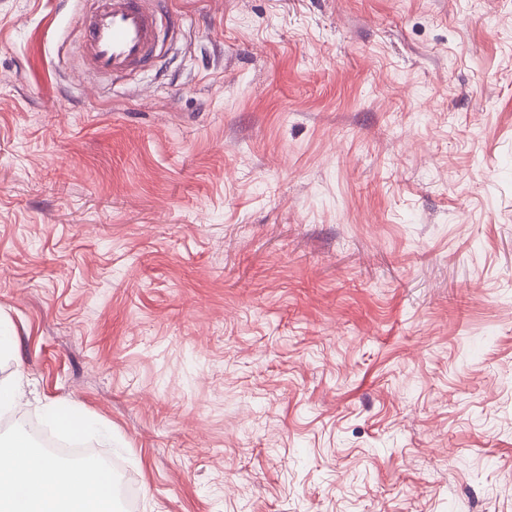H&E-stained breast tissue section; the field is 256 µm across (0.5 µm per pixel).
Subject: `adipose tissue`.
<instances>
[{"label":"adipose tissue","instance_id":"obj_1","mask_svg":"<svg viewBox=\"0 0 512 512\" xmlns=\"http://www.w3.org/2000/svg\"><path fill=\"white\" fill-rule=\"evenodd\" d=\"M105 465L62 464L24 437H0V512H114Z\"/></svg>","mask_w":512,"mask_h":512}]
</instances>
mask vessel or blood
<instances>
[{"instance_id": "b4317fda", "label": "vessel or blood", "mask_w": 512, "mask_h": 512, "mask_svg": "<svg viewBox=\"0 0 512 512\" xmlns=\"http://www.w3.org/2000/svg\"><path fill=\"white\" fill-rule=\"evenodd\" d=\"M157 23L156 0H97L79 30L89 66L121 74L146 64L155 49Z\"/></svg>"}]
</instances>
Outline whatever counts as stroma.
<instances>
[{"label": "stroma", "mask_w": 512, "mask_h": 512, "mask_svg": "<svg viewBox=\"0 0 512 512\" xmlns=\"http://www.w3.org/2000/svg\"><path fill=\"white\" fill-rule=\"evenodd\" d=\"M0 0V435L133 512H512V0ZM79 30L88 65L121 74L146 64L155 50L156 0H97ZM46 414L50 419V422L62 432H95L100 430L98 425L91 422L82 421L78 417L77 413L71 409L51 407L47 410Z\"/></svg>", "instance_id": "stroma-1"}]
</instances>
